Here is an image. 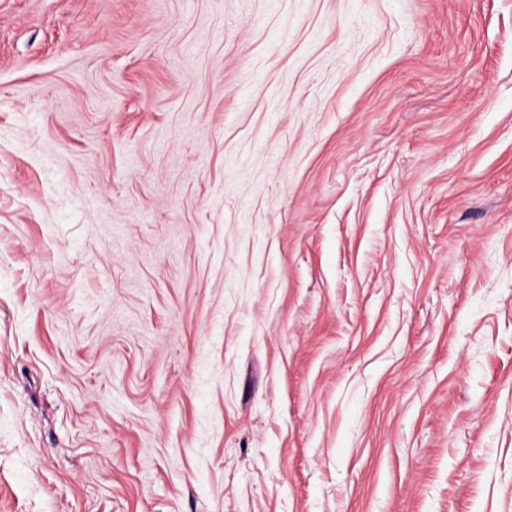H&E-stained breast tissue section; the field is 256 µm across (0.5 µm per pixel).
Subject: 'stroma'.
<instances>
[{
  "mask_svg": "<svg viewBox=\"0 0 512 512\" xmlns=\"http://www.w3.org/2000/svg\"><path fill=\"white\" fill-rule=\"evenodd\" d=\"M0 512H512V0H0Z\"/></svg>",
  "mask_w": 512,
  "mask_h": 512,
  "instance_id": "obj_1",
  "label": "stroma"
}]
</instances>
